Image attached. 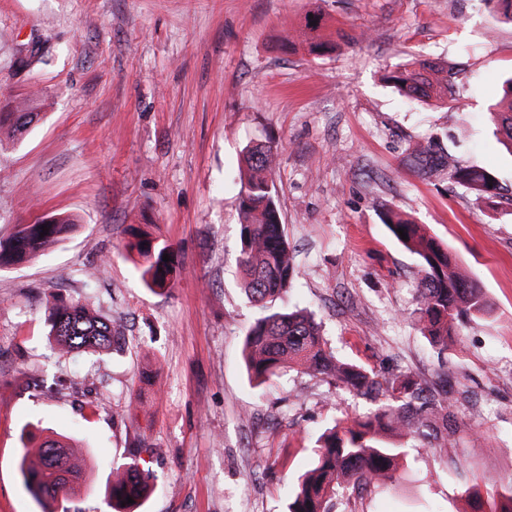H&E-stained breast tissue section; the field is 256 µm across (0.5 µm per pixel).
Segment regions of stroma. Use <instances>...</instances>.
Segmentation results:
<instances>
[{
    "mask_svg": "<svg viewBox=\"0 0 512 512\" xmlns=\"http://www.w3.org/2000/svg\"><path fill=\"white\" fill-rule=\"evenodd\" d=\"M313 19L335 44L323 56L302 43ZM33 48L44 64L20 68ZM416 58L465 70L463 106L386 82ZM511 74L512 23L485 0H0V97L38 91L44 114L0 141V238L78 219L0 269V512H41L18 462L56 434L85 458L67 512H112V467L133 457L155 479L140 512H287L324 428L372 410L293 371L260 390L242 369L260 315L237 266L243 151L268 143L298 273L289 306L313 311L341 358L448 392L447 447L399 437L398 479L344 492L335 512H466L471 486L497 499L512 480V154L487 109ZM432 134L492 173L501 203L411 168ZM391 216L425 225L491 303L448 350L413 323L419 268ZM133 224L170 246L173 288L140 281ZM61 298L126 345L60 353L45 315Z\"/></svg>",
    "mask_w": 512,
    "mask_h": 512,
    "instance_id": "1",
    "label": "stroma"
}]
</instances>
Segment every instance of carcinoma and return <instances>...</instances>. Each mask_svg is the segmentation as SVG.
I'll return each instance as SVG.
<instances>
[{
    "instance_id": "1",
    "label": "carcinoma",
    "mask_w": 512,
    "mask_h": 512,
    "mask_svg": "<svg viewBox=\"0 0 512 512\" xmlns=\"http://www.w3.org/2000/svg\"><path fill=\"white\" fill-rule=\"evenodd\" d=\"M402 93L411 99L461 96L468 91V76L452 67L417 59L395 76ZM503 99L490 108L492 120L505 135L503 144L512 148V76L506 79ZM41 120L28 100H0V132L18 140ZM447 153L433 136L417 149L426 174L445 166ZM278 157L270 145H256L246 152L248 177L239 197L238 265L249 302L263 311L249 329L244 344V363L249 380L262 385L286 371H296L328 380L338 387L367 397L380 406L361 419L339 422L320 438L315 463L291 491L288 512H329L328 504L353 485L385 488L394 481L406 449L387 441L392 433L448 447V435L435 426L438 414L447 409V398L409 376L392 380L361 365L340 360L327 347L312 316L300 311H273L272 304L294 288L297 271L288 239L280 221L276 189L267 172ZM449 179L483 197L499 196V186L488 171L478 167L453 166ZM73 224L60 214L43 216L31 224H20L14 235L0 240V269L18 264L58 242ZM48 234L42 236V226ZM404 230L408 239L400 238ZM398 242L417 259L420 277L416 284V322L429 341L446 350L461 335L462 327L476 315H486L491 305L482 288L452 262L448 250L426 234L419 224L398 220L390 225ZM137 253V269L149 288L167 286L175 270L168 246L146 235H137L128 245ZM50 336L67 351L103 353L118 339L108 319L86 306L61 300L48 310ZM36 459L19 461L25 488L42 512H56L59 502L76 493L83 482L79 452L64 437L48 436L35 451ZM121 475L112 481V509L133 508L151 492V475L137 461L116 467ZM132 503H127V498Z\"/></svg>"
}]
</instances>
